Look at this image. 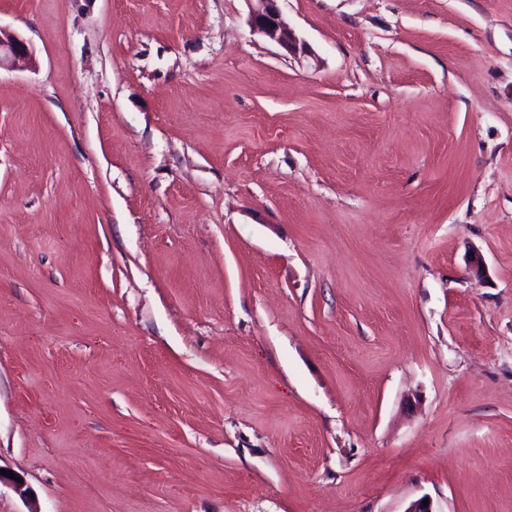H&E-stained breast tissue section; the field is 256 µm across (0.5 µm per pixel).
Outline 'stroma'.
<instances>
[{
    "label": "stroma",
    "instance_id": "obj_1",
    "mask_svg": "<svg viewBox=\"0 0 512 512\" xmlns=\"http://www.w3.org/2000/svg\"><path fill=\"white\" fill-rule=\"evenodd\" d=\"M279 8L0 0V512H512V0ZM250 2L249 24L257 32L288 52L303 53L296 35L284 22L277 5L279 0H247ZM254 2V3H252ZM30 58L26 42L19 36L7 33L0 28V69L5 65L11 68L25 63Z\"/></svg>",
    "mask_w": 512,
    "mask_h": 512
}]
</instances>
